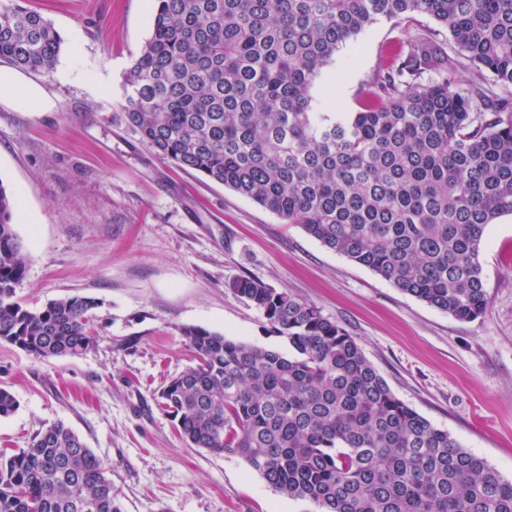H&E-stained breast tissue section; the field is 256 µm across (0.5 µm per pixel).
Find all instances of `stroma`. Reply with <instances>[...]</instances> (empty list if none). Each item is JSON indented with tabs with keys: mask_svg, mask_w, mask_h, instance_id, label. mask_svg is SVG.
Instances as JSON below:
<instances>
[{
	"mask_svg": "<svg viewBox=\"0 0 512 512\" xmlns=\"http://www.w3.org/2000/svg\"><path fill=\"white\" fill-rule=\"evenodd\" d=\"M64 39L34 73L51 112L0 107V184L28 263L16 297L31 308L95 299L96 343L43 359L0 342V450L64 423L112 467L122 512H316L272 490L238 457L191 448L156 402L194 366L181 334L199 326L287 351L286 338L229 287L240 276L315 305L361 345L394 394L512 479V215L488 225L480 260L486 313L456 320L339 255L224 185L159 159L122 121L124 76L152 30L151 0H26ZM447 30L420 17L378 19L336 53L340 91L320 109L353 112L394 41Z\"/></svg>",
	"mask_w": 512,
	"mask_h": 512,
	"instance_id": "obj_1",
	"label": "stroma"
}]
</instances>
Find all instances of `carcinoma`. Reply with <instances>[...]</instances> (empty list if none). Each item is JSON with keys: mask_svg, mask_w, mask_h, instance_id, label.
I'll return each mask as SVG.
<instances>
[{"mask_svg": "<svg viewBox=\"0 0 512 512\" xmlns=\"http://www.w3.org/2000/svg\"><path fill=\"white\" fill-rule=\"evenodd\" d=\"M124 79L126 127L160 159L253 200L327 249L459 320L483 316L488 225L512 215V0H154ZM428 17L473 73L437 81L432 42L388 51L355 112H321L341 46L377 19ZM60 32L0 7V58L50 72ZM504 89L487 95L485 74ZM0 184V341L43 359L94 342L95 300L30 309L27 254ZM229 288L287 338L283 353L181 329L197 364L158 393L192 448L239 457L318 512H512L503 478L398 398L362 347L314 305L249 276ZM19 402L0 387V417ZM0 512H121L112 467L68 427L0 451Z\"/></svg>", "mask_w": 512, "mask_h": 512, "instance_id": "carcinoma-1", "label": "carcinoma"}]
</instances>
